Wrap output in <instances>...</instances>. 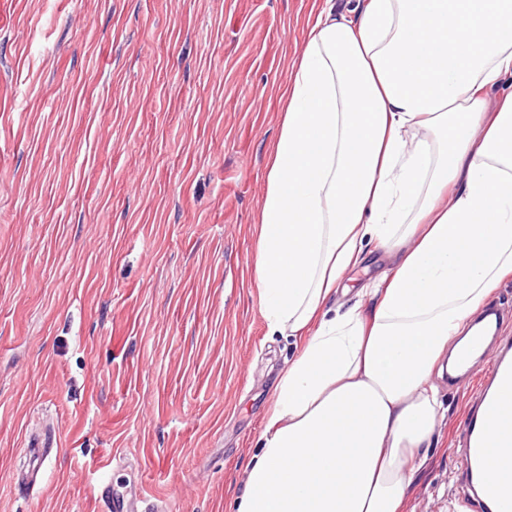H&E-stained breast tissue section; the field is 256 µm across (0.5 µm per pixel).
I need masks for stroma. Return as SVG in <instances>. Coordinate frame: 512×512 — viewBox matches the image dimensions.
<instances>
[{
	"mask_svg": "<svg viewBox=\"0 0 512 512\" xmlns=\"http://www.w3.org/2000/svg\"><path fill=\"white\" fill-rule=\"evenodd\" d=\"M358 0H0V512H233L294 339L254 276L266 154L306 22ZM365 245L355 288L391 271ZM401 512H460L475 380ZM62 451L31 470L30 433ZM122 463L100 468L113 452ZM146 490L138 487L137 490L127 500H119L107 495L102 498L105 512H140V503L146 501Z\"/></svg>",
	"mask_w": 512,
	"mask_h": 512,
	"instance_id": "stroma-1",
	"label": "stroma"
}]
</instances>
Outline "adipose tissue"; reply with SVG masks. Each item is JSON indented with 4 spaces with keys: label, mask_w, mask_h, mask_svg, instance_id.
<instances>
[{
    "label": "adipose tissue",
    "mask_w": 512,
    "mask_h": 512,
    "mask_svg": "<svg viewBox=\"0 0 512 512\" xmlns=\"http://www.w3.org/2000/svg\"><path fill=\"white\" fill-rule=\"evenodd\" d=\"M512 0H360L308 22L258 208L280 375L235 512H400L471 319L512 276ZM374 242L396 257L336 308Z\"/></svg>",
    "instance_id": "1"
}]
</instances>
